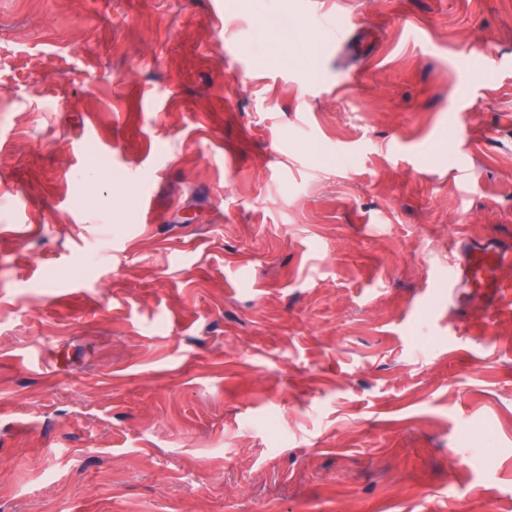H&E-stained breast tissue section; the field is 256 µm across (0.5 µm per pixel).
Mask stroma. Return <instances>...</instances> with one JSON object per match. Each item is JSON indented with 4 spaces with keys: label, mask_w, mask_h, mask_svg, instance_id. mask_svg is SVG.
<instances>
[{
    "label": "stroma",
    "mask_w": 512,
    "mask_h": 512,
    "mask_svg": "<svg viewBox=\"0 0 512 512\" xmlns=\"http://www.w3.org/2000/svg\"><path fill=\"white\" fill-rule=\"evenodd\" d=\"M338 2L0 0V512H512V0ZM512 251L502 243L481 237L460 239L449 250L448 305L457 315L476 305L496 307L504 294L500 279Z\"/></svg>",
    "instance_id": "1"
}]
</instances>
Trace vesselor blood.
Here are the masks:
<instances>
[{
	"instance_id": "b4317fda",
	"label": "vessel or blood",
	"mask_w": 512,
	"mask_h": 512,
	"mask_svg": "<svg viewBox=\"0 0 512 512\" xmlns=\"http://www.w3.org/2000/svg\"><path fill=\"white\" fill-rule=\"evenodd\" d=\"M512 263V248L481 237H467L453 246L448 257V305L464 313L469 308L497 306L504 294L500 279Z\"/></svg>"
}]
</instances>
